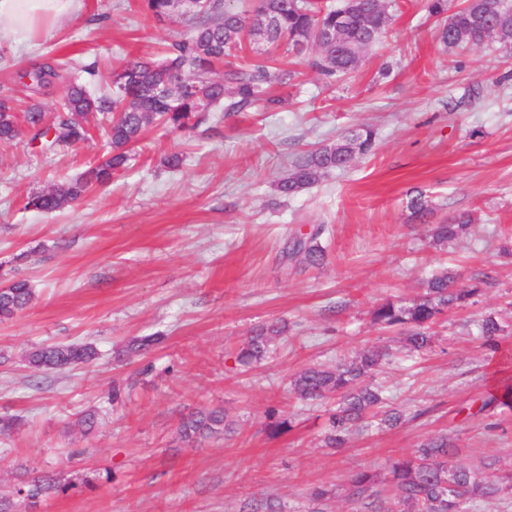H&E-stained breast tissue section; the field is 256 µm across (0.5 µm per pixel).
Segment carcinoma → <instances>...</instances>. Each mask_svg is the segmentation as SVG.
<instances>
[{
	"mask_svg": "<svg viewBox=\"0 0 512 512\" xmlns=\"http://www.w3.org/2000/svg\"><path fill=\"white\" fill-rule=\"evenodd\" d=\"M145 13L156 21L179 18L193 21L189 32L173 41L164 59L154 61L132 58L123 61L109 75L112 92L93 96L77 81L72 82L52 117L39 106L16 112L13 97L0 95V142L10 144L23 135L28 144L48 151L57 145H76L87 139L85 122L90 115L106 128L110 150L103 159L88 168L76 180L62 188L28 196L23 209L52 213L77 201L90 190L108 183L112 171L121 169L131 158V148L149 126L162 123L174 131H189L208 119L218 107L224 113L243 112L258 103L272 111L283 103L267 94L277 83L286 86L292 72L272 66L268 49L282 50L297 56L308 48L319 50L311 66L330 83L356 72L360 54L384 33L392 4L383 0H350L335 5L328 0H258L253 10L230 8L225 0H194L191 10L183 11L179 0H142ZM429 16L437 19V36L448 48H464L487 43L512 49V3L509 0H427ZM262 35L263 50L245 64L230 65L220 80L206 77L215 66L241 48L245 35ZM64 64L43 62L17 74L38 81L46 89L53 85ZM373 144V131L360 128L344 135L332 145L311 149L293 162L292 172L280 180L279 193L292 197L318 184L334 170L347 168ZM475 221L472 212L456 213L446 224L433 230L437 241L448 243L466 233ZM322 229L292 240L289 254L308 264L324 256L317 242ZM454 278L435 275L427 281L424 293L409 304L381 302L373 310L374 322L401 335L403 349L424 353L433 346L428 329L438 317L452 307L466 304L477 289L458 290ZM35 299L31 286L17 280L0 288V320H8L29 308ZM288 325L281 322L256 327L240 349L237 361L243 365L258 361L270 351L274 340L284 335ZM505 326L495 315H487L478 324L483 345L499 351L498 336ZM160 342L156 336L135 340L127 353L142 355ZM97 355L90 345L58 344L36 347L25 359L34 368L63 370L91 363ZM389 351L364 350L334 367L322 365L302 369L294 380V389L306 401H318L332 395L341 398L336 413L330 417V433L325 437L329 448H341L346 432L367 415L379 420L382 427L400 424L402 414L386 409L372 379ZM488 408L512 409V379L482 401L479 411ZM291 429V422L269 412L268 434L278 437ZM234 433L220 409L190 411L180 418L178 434L182 442L193 447L212 436ZM455 448L448 436L425 442L410 455L390 464L387 488L378 487L376 474L360 470L349 480L350 496L363 503L369 512H468L469 503L491 500L512 490V474L496 470L468 468L449 462ZM67 486L49 475L24 480L16 494L27 499L63 492Z\"/></svg>",
	"mask_w": 512,
	"mask_h": 512,
	"instance_id": "carcinoma-1",
	"label": "carcinoma"
}]
</instances>
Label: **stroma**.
I'll return each instance as SVG.
<instances>
[{
  "label": "stroma",
  "instance_id": "1",
  "mask_svg": "<svg viewBox=\"0 0 512 512\" xmlns=\"http://www.w3.org/2000/svg\"><path fill=\"white\" fill-rule=\"evenodd\" d=\"M424 5L397 0L351 80L326 85L302 62L291 84L273 86L285 100L277 111L215 112L189 133L151 125L127 168L50 215L21 204L99 162L104 130L51 152L0 146V288L25 279L35 291L29 309L0 321V414L22 420L0 437V498L14 512H239L265 499L310 512L319 486L331 491L325 512H356L352 472L385 476L391 460L442 434L455 463L512 470V410L478 411L512 357V332L494 354L475 335L489 314L512 328V254L502 251L512 247V53L448 51ZM183 30L147 17L141 0H83L61 29L25 44L0 39V87L49 112L64 82L30 95L14 87L17 72L48 58L94 64L99 76L81 81L97 94L124 58L161 57ZM362 126L374 131L370 153L279 195L298 154ZM174 152L183 163L171 170L163 160ZM419 192L430 207L421 220L408 207ZM463 210L476 217L468 233L434 242L435 225ZM316 230L320 264L286 256L294 237ZM444 272L476 289L473 301L432 325L423 355L393 347L374 378L403 424L325 447L338 399H300L295 374L390 345L373 309L411 302ZM277 320L288 331L270 353L239 364L251 330ZM156 334L151 352L126 354L131 340ZM71 343L92 344L95 362L55 371L25 359L34 346ZM204 408L223 409L235 432L186 446L179 419ZM272 409L293 422L276 438ZM90 411L98 423L86 433L78 418ZM47 473L67 491L16 497L22 480Z\"/></svg>",
  "mask_w": 512,
  "mask_h": 512
}]
</instances>
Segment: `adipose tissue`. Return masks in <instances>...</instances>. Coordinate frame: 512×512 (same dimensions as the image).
Here are the masks:
<instances>
[{
  "label": "adipose tissue",
  "instance_id": "1",
  "mask_svg": "<svg viewBox=\"0 0 512 512\" xmlns=\"http://www.w3.org/2000/svg\"><path fill=\"white\" fill-rule=\"evenodd\" d=\"M82 6L83 0H0V22L7 23L8 37L24 43L72 21Z\"/></svg>",
  "mask_w": 512,
  "mask_h": 512
}]
</instances>
